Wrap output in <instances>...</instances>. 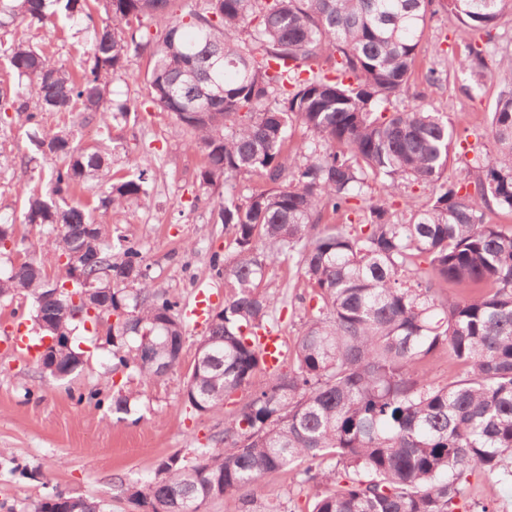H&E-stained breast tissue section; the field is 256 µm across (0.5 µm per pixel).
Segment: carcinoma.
Listing matches in <instances>:
<instances>
[{
    "label": "carcinoma",
    "mask_w": 512,
    "mask_h": 512,
    "mask_svg": "<svg viewBox=\"0 0 512 512\" xmlns=\"http://www.w3.org/2000/svg\"><path fill=\"white\" fill-rule=\"evenodd\" d=\"M511 6L0 0V99L24 116L36 150L53 164L47 185L26 193L25 221L74 253L49 272L0 217V247L24 258L17 270L0 271V303L30 301L36 330L59 337L38 362L65 377L77 371L83 351L73 336L88 324L108 325L115 371L157 377L146 355L175 361L183 350L179 301L151 287L141 247L112 242L99 220L148 195L151 166L129 154L117 178L106 145L131 112L112 90L131 57L148 54L151 101L202 155L203 194L224 187L215 223L236 261L213 256L224 306L207 312L184 396L210 415L232 393L248 397L224 418L214 447L190 458L174 453L146 481L118 478L127 502L143 512H201L211 500L236 498L239 512H291L263 493V481L294 469L314 489L310 512H470L471 477H512V228L484 222L488 210L512 212V85L489 115L495 155L468 172L472 193L450 172L464 115L397 105L427 18L440 12L459 21L461 69L478 80L492 66L512 71L511 56L472 45ZM75 17L95 34L76 70L54 59L49 42L5 40L15 23L55 29ZM43 112L79 113L81 123L96 124L98 144L44 129ZM296 124L310 137L291 149ZM254 178L264 188L238 195L239 181ZM376 184L383 196L359 224L324 223L355 210L353 201ZM415 184L429 190V202L401 217L394 199ZM276 261L307 288L291 298L303 323L286 371L269 369L260 347L276 327L278 298L262 290ZM82 274L98 288L75 305L72 296L85 294ZM56 288L64 294L55 298ZM441 355L444 385L431 379ZM24 512L105 506L52 491Z\"/></svg>",
    "instance_id": "carcinoma-1"
}]
</instances>
